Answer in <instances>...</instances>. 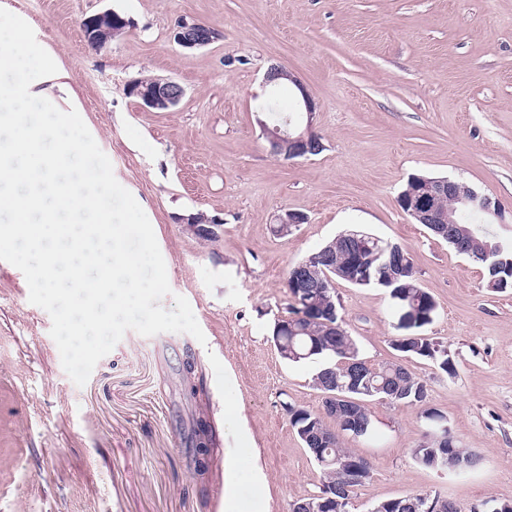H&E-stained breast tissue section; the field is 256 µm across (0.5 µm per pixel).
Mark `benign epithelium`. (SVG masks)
Here are the masks:
<instances>
[{
	"mask_svg": "<svg viewBox=\"0 0 512 512\" xmlns=\"http://www.w3.org/2000/svg\"><path fill=\"white\" fill-rule=\"evenodd\" d=\"M125 24H127V20L112 10L92 14L81 22L87 42L94 47L101 46V33L115 25L121 27ZM218 37L219 34L212 28L194 20L183 19L171 31L172 40L185 49L207 46ZM282 78L290 80L300 93L302 110L307 117L306 127H300L296 121L289 124L271 125L261 120L259 124L272 154L286 160L307 158L323 149V144L314 137L312 131L316 103L306 87L286 68L273 66L266 75V81L274 84ZM128 91L139 98L146 107L158 111H167L175 107L184 95V89L179 83L160 78H153L147 84L137 81L128 87ZM443 196H448L465 206L477 202L481 209L488 213L496 211V204L488 196L446 177L413 181V187L409 188L407 193L400 194L399 202L407 213L419 223L428 224L436 233L446 236L448 235V228L445 226L446 217L435 205V200ZM200 219L201 214L191 213L180 218V221L201 237L211 240L219 238V230L223 227V221L214 217L205 219V223L202 224ZM304 223H306V217L303 214L286 210L279 215L275 233L280 237H286ZM289 280L296 293L303 296L310 293L322 295L330 292L336 293V282L322 266V258L316 254L300 261L292 269ZM347 412L349 409L346 405V398L342 396L338 398L334 393L323 394L322 407L319 410L323 421L332 420L334 416Z\"/></svg>",
	"mask_w": 512,
	"mask_h": 512,
	"instance_id": "benign-epithelium-1",
	"label": "benign epithelium"
}]
</instances>
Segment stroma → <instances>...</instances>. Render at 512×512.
Segmentation results:
<instances>
[{
	"instance_id": "obj_1",
	"label": "stroma",
	"mask_w": 512,
	"mask_h": 512,
	"mask_svg": "<svg viewBox=\"0 0 512 512\" xmlns=\"http://www.w3.org/2000/svg\"><path fill=\"white\" fill-rule=\"evenodd\" d=\"M25 15L57 54L82 119L114 176L147 215L174 309L185 297L206 337L127 331L84 386L66 374L51 318L29 301L23 273L0 260V512H292L318 493L319 469L283 402L318 410L312 368L289 364L271 341L287 317L290 265L343 231L399 243L438 304L424 333L448 351L453 373L396 351L388 292L338 283L345 327L369 363L395 361L422 378L427 407L473 471L440 473L412 448L429 431L418 406L373 400L375 438L354 442L370 464L350 512L430 493L461 512L512 501V289L483 285L481 268L397 197L409 176L468 183L499 204L489 230L512 238V0H0ZM114 10L129 22L101 48L81 21ZM219 38L185 50L180 18ZM282 66L297 84L270 88ZM185 94L171 110L127 93L143 77ZM317 104L310 158L271 154L257 123L275 98ZM308 217L281 238L284 211ZM223 219L204 240L181 224ZM208 424V467H197L196 426Z\"/></svg>"
}]
</instances>
